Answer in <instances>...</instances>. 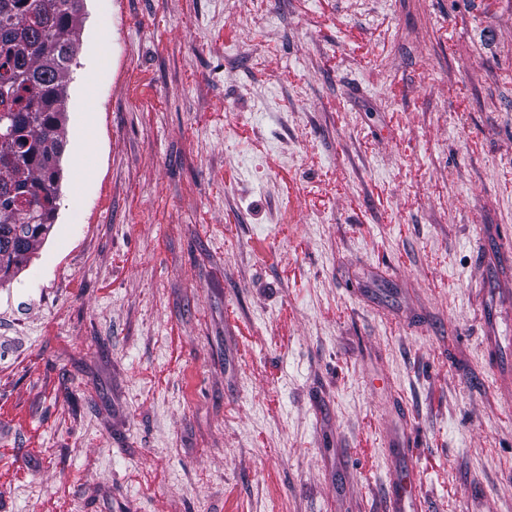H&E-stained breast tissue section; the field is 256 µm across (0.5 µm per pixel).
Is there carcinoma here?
I'll return each instance as SVG.
<instances>
[{"instance_id":"carcinoma-1","label":"carcinoma","mask_w":512,"mask_h":512,"mask_svg":"<svg viewBox=\"0 0 512 512\" xmlns=\"http://www.w3.org/2000/svg\"><path fill=\"white\" fill-rule=\"evenodd\" d=\"M82 0H0V284L29 263L57 216L63 106Z\"/></svg>"}]
</instances>
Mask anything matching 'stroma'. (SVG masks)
Here are the masks:
<instances>
[{"label": "stroma", "mask_w": 512, "mask_h": 512, "mask_svg": "<svg viewBox=\"0 0 512 512\" xmlns=\"http://www.w3.org/2000/svg\"><path fill=\"white\" fill-rule=\"evenodd\" d=\"M82 12L0 512H512V0Z\"/></svg>", "instance_id": "stroma-1"}]
</instances>
